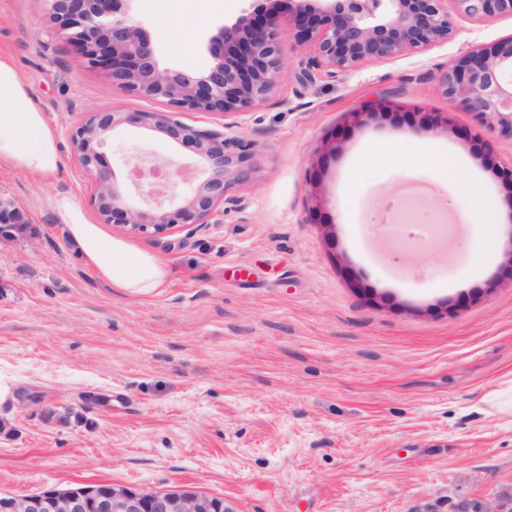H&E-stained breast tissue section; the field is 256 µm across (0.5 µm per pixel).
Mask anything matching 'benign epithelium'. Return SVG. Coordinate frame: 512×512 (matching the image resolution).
Here are the masks:
<instances>
[{"mask_svg": "<svg viewBox=\"0 0 512 512\" xmlns=\"http://www.w3.org/2000/svg\"><path fill=\"white\" fill-rule=\"evenodd\" d=\"M55 33L79 51L88 67L106 73L112 84L138 97L163 99L170 112H92L69 134L79 164L92 180L91 202L102 223L158 237L175 226L209 223L234 182L251 173L250 143L179 119L181 112L234 115L267 100L282 78L285 51L278 40L279 15L257 6L221 28L212 39L213 62L200 74L160 66L148 33L127 16L131 0H44ZM471 18L511 16L512 0H456ZM291 21L299 46L313 56L295 75L309 85L315 72H344L364 63L422 51L448 39L452 22L447 0H300ZM442 94L512 137V36L476 47L441 70ZM385 111L371 104L350 113L365 126ZM125 125L160 132L199 158L202 179L181 199L169 194L170 171L161 165L135 167L119 181L104 163L106 139ZM152 197L143 208L132 194ZM0 240L28 234L15 204L0 197ZM212 498L187 489L137 492L115 485L79 486L39 494L0 492V512H215Z\"/></svg>", "mask_w": 512, "mask_h": 512, "instance_id": "benign-epithelium-1", "label": "benign epithelium"}]
</instances>
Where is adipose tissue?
I'll use <instances>...</instances> for the list:
<instances>
[{
	"instance_id": "adipose-tissue-1",
	"label": "adipose tissue",
	"mask_w": 512,
	"mask_h": 512,
	"mask_svg": "<svg viewBox=\"0 0 512 512\" xmlns=\"http://www.w3.org/2000/svg\"><path fill=\"white\" fill-rule=\"evenodd\" d=\"M50 179L61 166L57 137L11 60L0 57V164ZM55 211L79 254L112 287L148 294L168 277L159 257L109 236L67 195Z\"/></svg>"
}]
</instances>
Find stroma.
I'll use <instances>...</instances> for the list:
<instances>
[{
  "label": "stroma",
  "instance_id": "obj_1",
  "mask_svg": "<svg viewBox=\"0 0 512 512\" xmlns=\"http://www.w3.org/2000/svg\"><path fill=\"white\" fill-rule=\"evenodd\" d=\"M284 77L269 99L226 127L189 125L251 143L253 174L210 224L146 237L108 234L169 267L147 295L111 287L79 257L54 209L74 196L88 217L91 179L70 130L88 113L169 111L113 86L53 33L42 0H0L8 57L54 128L62 167L50 181L0 167V197L37 229L0 242V370L17 381L0 404V491L115 484L191 489L233 512H454L464 499L512 491V138L445 97L436 77L473 47L512 35V18H469L450 0L447 41L369 62L306 87L288 18ZM247 0H133L160 63L202 72L210 42ZM379 101L366 126L350 112ZM445 127L423 131L427 115ZM335 137V156L322 142ZM400 142L444 146L476 172L460 192L406 154L352 177L364 152ZM131 165L171 164L192 188L197 157L126 126L103 148ZM490 196L501 222L474 269L466 243Z\"/></svg>",
  "mask_w": 512,
  "mask_h": 512
}]
</instances>
